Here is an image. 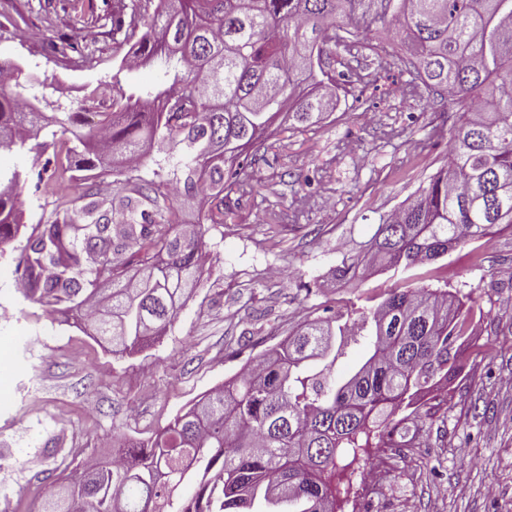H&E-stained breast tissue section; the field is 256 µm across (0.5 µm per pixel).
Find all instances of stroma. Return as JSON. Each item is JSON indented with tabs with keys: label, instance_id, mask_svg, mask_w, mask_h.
<instances>
[{
	"label": "stroma",
	"instance_id": "35a3bbf8",
	"mask_svg": "<svg viewBox=\"0 0 512 512\" xmlns=\"http://www.w3.org/2000/svg\"><path fill=\"white\" fill-rule=\"evenodd\" d=\"M94 3L97 20L78 24L71 0H0V62L34 75L41 111L73 110L115 75L126 86L163 80L154 66L119 73L127 51L112 38L119 0ZM87 43L95 47L88 61L78 53ZM377 65L363 55L362 83L320 124L297 131L280 117L257 153L239 157L256 193L232 203L223 223L183 209L201 226L209 259L166 335L138 353H113L25 302L13 288L18 251L0 255V512H37L40 472L78 474L87 456L111 462L123 439L162 430L302 323L396 287L389 272L357 288L329 272L343 254L363 251L380 216L445 164L446 140L415 143L440 122L453 132L458 111L441 99L402 98L408 73ZM394 128L401 137L390 138ZM46 166L28 149L0 150V171L26 178L21 212L31 228L50 219L55 192L72 199L82 190L78 180L40 181ZM483 251L480 270L467 245L442 261L449 290L481 318L461 347V372L422 399L402 447L371 451L367 468L350 474L353 498L366 469L383 482L367 512H512V288L489 285L512 267V229L493 228Z\"/></svg>",
	"mask_w": 512,
	"mask_h": 512
}]
</instances>
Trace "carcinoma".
Segmentation results:
<instances>
[{
  "label": "carcinoma",
  "mask_w": 512,
  "mask_h": 512,
  "mask_svg": "<svg viewBox=\"0 0 512 512\" xmlns=\"http://www.w3.org/2000/svg\"><path fill=\"white\" fill-rule=\"evenodd\" d=\"M129 0L112 12V34L130 50L119 70L155 65L168 85H112V104L93 113L36 112L22 70L0 77V149L38 155L51 126L69 135L67 173L84 189L56 204L51 220L24 235L25 183L0 181V251L20 246L24 300L64 313L79 327L134 354L165 335L201 270L206 243L180 220L179 196L224 223L232 197L253 194L235 160L268 133L283 110L304 129L347 94L336 67L355 71L350 35L391 21L404 43L400 65L419 88L459 107L448 162L406 203L379 218L364 251L332 270L345 285L371 271L402 272V284L375 306L351 303L307 321L234 378L147 440H126L112 466L81 462L76 481L47 475L39 512H335L342 450L392 447L421 396L461 370L454 345L471 328V310L454 304L434 266L492 228H512V0ZM184 151L147 176V149ZM117 172L104 194L99 174ZM437 282L432 288L421 280ZM363 342L368 353L344 381L336 360ZM195 493L178 494L186 480Z\"/></svg>",
  "instance_id": "carcinoma-1"
}]
</instances>
